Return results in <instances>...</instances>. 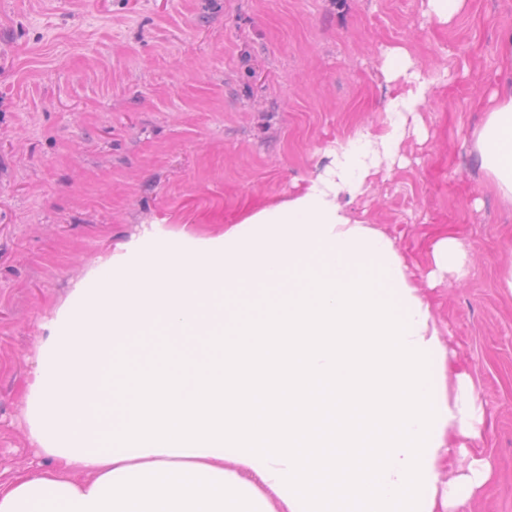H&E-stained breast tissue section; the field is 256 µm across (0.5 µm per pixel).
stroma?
I'll use <instances>...</instances> for the list:
<instances>
[{"label":"stroma","mask_w":512,"mask_h":512,"mask_svg":"<svg viewBox=\"0 0 512 512\" xmlns=\"http://www.w3.org/2000/svg\"><path fill=\"white\" fill-rule=\"evenodd\" d=\"M512 0H471L451 27L426 0H0V479L52 468L31 433L42 342L104 258L160 238L214 242L250 201L297 192L326 146L381 124L396 84L384 50L453 82L403 162L352 212L426 276L425 250L459 231L466 280L429 290L432 315L487 410L494 469L466 512H512V209L482 194L469 100L502 67ZM480 207H473L474 198Z\"/></svg>","instance_id":"obj_1"}]
</instances>
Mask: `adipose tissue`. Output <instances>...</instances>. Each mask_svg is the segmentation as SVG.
<instances>
[{
	"label": "adipose tissue",
	"instance_id": "obj_1",
	"mask_svg": "<svg viewBox=\"0 0 512 512\" xmlns=\"http://www.w3.org/2000/svg\"><path fill=\"white\" fill-rule=\"evenodd\" d=\"M501 51L472 138L486 187L512 205V30ZM384 67L402 85L383 127L359 126L298 194L249 212L253 241L231 224L215 250L162 242L60 315L29 408L57 468L0 481V512H270L271 494L281 512H459L492 479L471 450L486 410L468 374L439 385L448 350L413 264L343 204L447 83L402 48ZM430 261L429 286L467 275L455 235Z\"/></svg>",
	"mask_w": 512,
	"mask_h": 512
}]
</instances>
